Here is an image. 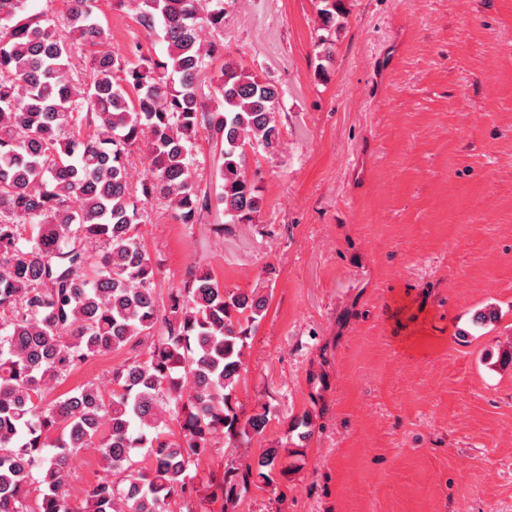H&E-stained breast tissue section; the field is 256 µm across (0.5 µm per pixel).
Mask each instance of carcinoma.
I'll return each instance as SVG.
<instances>
[{
  "instance_id": "obj_1",
  "label": "carcinoma",
  "mask_w": 512,
  "mask_h": 512,
  "mask_svg": "<svg viewBox=\"0 0 512 512\" xmlns=\"http://www.w3.org/2000/svg\"><path fill=\"white\" fill-rule=\"evenodd\" d=\"M27 2L0 0V512H70L71 461L88 448L104 475L84 490L86 512L200 500L196 470L215 437L270 421L265 406L243 421L232 403L268 296L202 272L160 300L137 228L152 200L184 224L213 202L251 223L261 198L246 149L279 150L280 89L226 61L209 78L216 100L202 99L203 60L224 54V0H135L137 22L166 43L164 60L138 64L112 48L95 0H65L62 25ZM323 2L329 32L342 0ZM202 134L218 154L213 194L189 161ZM146 340L107 384L46 398L81 364ZM280 452L209 475L224 512L270 482Z\"/></svg>"
}]
</instances>
